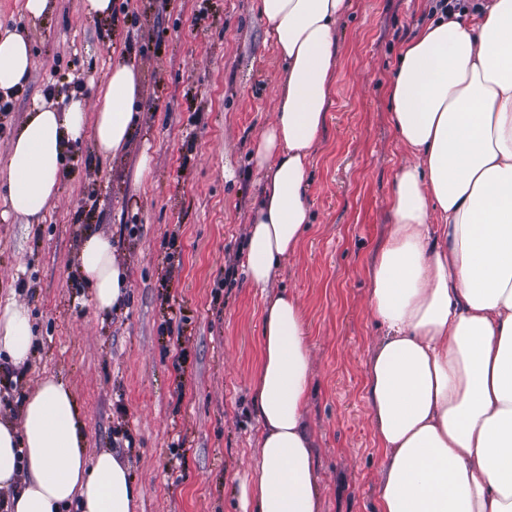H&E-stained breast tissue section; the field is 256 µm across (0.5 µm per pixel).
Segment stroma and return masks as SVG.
Here are the masks:
<instances>
[{
	"label": "stroma",
	"instance_id": "obj_1",
	"mask_svg": "<svg viewBox=\"0 0 512 512\" xmlns=\"http://www.w3.org/2000/svg\"><path fill=\"white\" fill-rule=\"evenodd\" d=\"M430 20L429 0H352L308 169L312 222L271 285L294 293L304 313L322 512L379 509L365 380L381 328L365 308L367 270L411 159L387 86L399 45ZM4 31L28 40L33 67L0 98V168L38 98L74 91L95 103L121 60L134 63L141 94L126 151L97 156L84 136L40 223L10 213L0 180V299L26 306L35 325L23 376L13 384L0 369V417L19 421L24 393L62 380L89 452L109 448L128 463L135 512H242L259 435L251 394L263 297L240 273V255L261 191L251 155L274 119L282 72L258 0H114L100 21L83 0H51L38 18L24 0H0ZM90 227L111 235L127 272L126 301L110 315L97 312L75 267Z\"/></svg>",
	"mask_w": 512,
	"mask_h": 512
}]
</instances>
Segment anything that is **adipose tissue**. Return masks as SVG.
Segmentation results:
<instances>
[{
    "mask_svg": "<svg viewBox=\"0 0 512 512\" xmlns=\"http://www.w3.org/2000/svg\"><path fill=\"white\" fill-rule=\"evenodd\" d=\"M350 7L260 0L284 70L274 120L251 156L263 188L245 244L250 287H269L311 222L308 165L326 123L336 26ZM32 66L28 41L0 34V97L21 89ZM140 90L134 65L117 62L95 114L75 94L35 101L11 135L10 212L29 224L44 218L63 159L85 132L100 155L124 150ZM388 96L398 139L416 160L397 174L394 222L368 270L367 309L384 328L365 382L382 454L379 512H512V0H474L418 28ZM77 270L99 312L121 308L126 272L109 237L85 232ZM33 340L28 309L1 305L0 357L25 365ZM310 375L297 298L266 297L252 394L259 438L241 485L256 512H320ZM20 416L0 420L5 512H133L127 465L106 449L87 458L64 382L42 381Z\"/></svg>",
    "mask_w": 512,
    "mask_h": 512,
    "instance_id": "1",
    "label": "adipose tissue"
}]
</instances>
